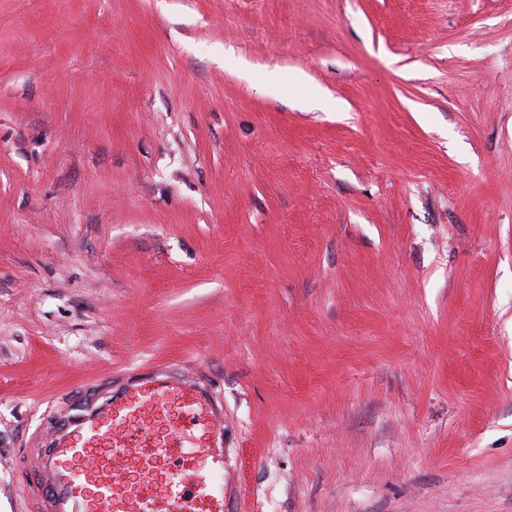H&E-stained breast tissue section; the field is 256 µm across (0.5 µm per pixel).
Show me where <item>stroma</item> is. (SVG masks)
I'll return each instance as SVG.
<instances>
[{"label": "stroma", "instance_id": "35a3bbf8", "mask_svg": "<svg viewBox=\"0 0 512 512\" xmlns=\"http://www.w3.org/2000/svg\"><path fill=\"white\" fill-rule=\"evenodd\" d=\"M156 365L225 512H512V0H0V512Z\"/></svg>", "mask_w": 512, "mask_h": 512}]
</instances>
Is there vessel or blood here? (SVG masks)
I'll list each match as a JSON object with an SVG mask.
<instances>
[{"mask_svg": "<svg viewBox=\"0 0 512 512\" xmlns=\"http://www.w3.org/2000/svg\"><path fill=\"white\" fill-rule=\"evenodd\" d=\"M24 463L35 512H224V408L158 366L72 408Z\"/></svg>", "mask_w": 512, "mask_h": 512, "instance_id": "obj_1", "label": "vessel or blood"}]
</instances>
